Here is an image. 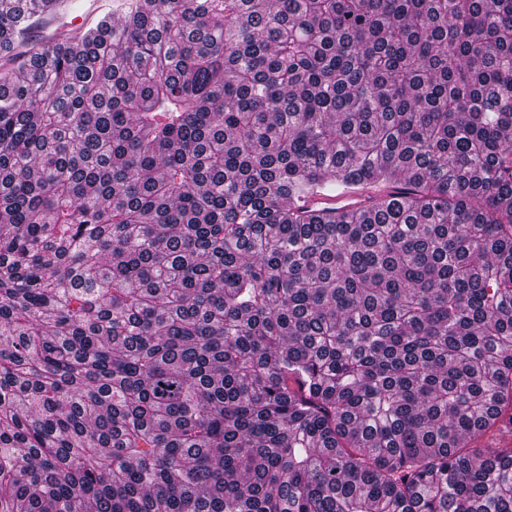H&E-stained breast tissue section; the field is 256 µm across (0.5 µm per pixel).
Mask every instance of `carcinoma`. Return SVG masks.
Segmentation results:
<instances>
[{
	"mask_svg": "<svg viewBox=\"0 0 512 512\" xmlns=\"http://www.w3.org/2000/svg\"><path fill=\"white\" fill-rule=\"evenodd\" d=\"M54 4L0 0V512H512V0ZM62 12L58 16L56 13H49L42 16L40 24V36L41 41L44 44L56 43L62 39L67 38L69 29L77 28L81 26L88 16L98 11L101 0H63ZM76 2H85L77 4ZM116 0H105L103 1L102 9L91 16L82 31L88 30L89 28L95 27L97 22L105 15H112V8L115 7ZM71 17L70 22H66V19ZM54 28V29H53ZM53 29V30H52ZM52 30L50 33L49 31ZM33 40L41 42L36 36L35 30L33 32ZM391 192L389 186L381 184L361 185L352 191L338 194L315 193L304 200V206L319 212L334 210L336 212L362 210L380 197Z\"/></svg>",
	"mask_w": 512,
	"mask_h": 512,
	"instance_id": "obj_1",
	"label": "carcinoma"
}]
</instances>
